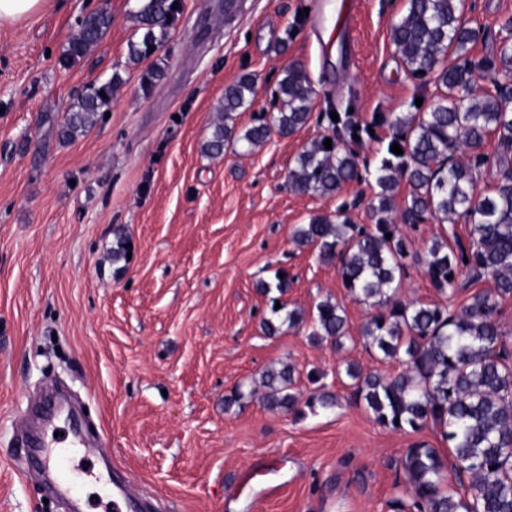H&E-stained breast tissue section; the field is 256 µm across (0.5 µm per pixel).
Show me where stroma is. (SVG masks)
Here are the masks:
<instances>
[{
    "label": "stroma",
    "mask_w": 512,
    "mask_h": 512,
    "mask_svg": "<svg viewBox=\"0 0 512 512\" xmlns=\"http://www.w3.org/2000/svg\"><path fill=\"white\" fill-rule=\"evenodd\" d=\"M487 28L471 55L496 54L512 0H471ZM108 4L112 25L70 67L60 64L80 20ZM406 0H180L167 43L130 61L139 0H44L0 28V512H65L29 469L19 432L46 385L63 386L92 447L56 430L85 512H113L112 478L133 479L147 512H393L406 448H443L439 430L392 431L351 398L344 364L394 374L360 332L372 315L341 286L336 265L292 235L311 216L351 203L367 224L373 181L340 195L288 188L316 120L272 135L253 153L201 146L227 86L252 77L256 100L234 120L243 133L275 112L283 70L302 67L315 111L335 105L363 120L409 111L417 80L390 27ZM162 76L150 89V69ZM119 74L107 116L62 141L60 124L89 80ZM131 243L112 262L117 237ZM288 274L280 300L313 313L345 311L343 348L307 329H261L270 301L256 288ZM290 364L310 393L318 371L334 407L294 417L263 401L262 374ZM248 394L224 399L236 387Z\"/></svg>",
    "instance_id": "obj_1"
}]
</instances>
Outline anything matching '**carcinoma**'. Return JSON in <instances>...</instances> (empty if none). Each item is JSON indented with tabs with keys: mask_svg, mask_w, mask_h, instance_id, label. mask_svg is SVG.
Here are the masks:
<instances>
[{
	"mask_svg": "<svg viewBox=\"0 0 512 512\" xmlns=\"http://www.w3.org/2000/svg\"><path fill=\"white\" fill-rule=\"evenodd\" d=\"M174 0H140L136 12L139 39L129 56L139 61L159 51L175 23ZM112 25L108 9L87 15L69 36L61 64L71 66L102 40ZM485 33L470 26L465 0H407L405 12L390 28L391 42L406 71L441 88L430 106L414 112L379 113L368 122L358 113L340 112L333 121L321 113L330 133L316 138L297 156L288 186L297 194L333 196L361 177L359 149L373 139L369 129L387 128L391 135L372 177L378 191L367 208L372 224H355L345 204L331 215H314L294 230L293 242L319 251L338 263L342 287L359 302L377 309L361 336L383 359L403 370L393 375L344 368L351 397L364 405L374 421L392 431L418 432L431 425L441 430L448 455L424 443L406 449L401 461L403 497L393 501L396 512H512V350L499 321L501 300L512 296V87L500 77L512 75V41H503L496 56L473 61L472 45ZM491 87L475 94L478 80ZM120 75L84 88L60 126L72 140L94 124L112 101ZM105 95H100V92ZM278 111L270 121L235 134L228 121L252 106L255 83L244 76L224 89L215 124L202 151L224 154L229 142L251 152L272 133L288 136L309 120L316 95L307 72L290 65L278 83ZM499 151H480L488 136ZM332 140V148L324 140ZM399 144L403 154L391 152ZM497 168L498 179L488 191L477 189V176ZM406 180L410 191L395 208V190ZM416 226L463 219L469 238L437 237L413 253L391 214ZM391 234L386 238L385 234ZM424 268L433 287L450 298L485 278L489 291L473 294L458 310L405 300L399 290L407 264ZM271 298L262 328L269 336L283 326L300 328L304 315ZM309 336L341 348L347 338L342 307L327 298L316 305ZM270 409L301 417L304 409L335 404L329 393L303 397L294 391L295 368L284 365L261 378Z\"/></svg>",
	"mask_w": 512,
	"mask_h": 512,
	"instance_id": "cac0c4a2",
	"label": "carcinoma"
}]
</instances>
